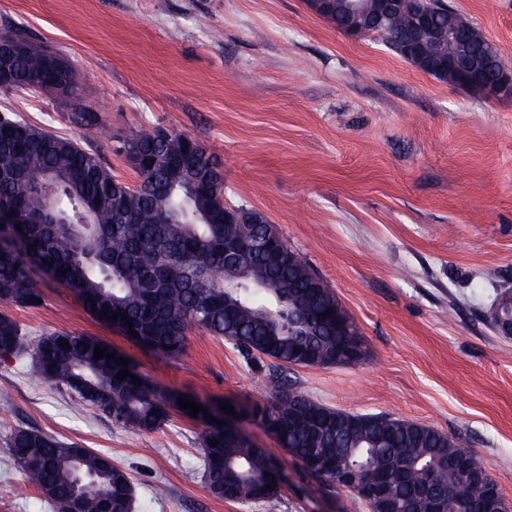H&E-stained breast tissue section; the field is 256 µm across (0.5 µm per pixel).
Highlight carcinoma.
Segmentation results:
<instances>
[{"instance_id":"1","label":"carcinoma","mask_w":512,"mask_h":512,"mask_svg":"<svg viewBox=\"0 0 512 512\" xmlns=\"http://www.w3.org/2000/svg\"><path fill=\"white\" fill-rule=\"evenodd\" d=\"M451 18L470 31L474 42L486 41L460 14L448 16V6L437 0L438 27L448 26ZM409 25L406 12L393 14L380 29L370 19L362 21L365 35L378 37L404 58ZM0 39L18 47L11 86H63L73 109L70 122L94 131L103 127L98 114L81 103L79 73L71 63L63 59L61 67H49L43 50L21 30ZM129 141L147 150L134 168L140 180L135 188L78 141L14 114L0 115V203L12 228L0 246V257H5L0 260V304H42L32 278L35 258L96 314L104 309L109 317L119 314L115 324L126 332L135 330L138 342L167 356L182 354L187 332L198 329L232 342L247 356L273 359L285 371L345 362L341 355L349 337L336 329L338 298L310 266L273 263L260 251L246 255L239 271L224 266V210L245 214L237 226L245 241L259 235L262 225L252 221L254 209L224 201L220 160L205 147L193 148L187 135L164 128L137 133ZM45 175L57 186L51 196L38 188ZM63 213L91 218L95 235L75 238L56 232L52 220ZM252 270L269 287H251ZM62 341L69 348L61 347ZM97 347L112 352L93 338L67 332L32 338L12 315L0 313V364L29 360L35 376L61 383L75 396V412L89 406L139 432L161 428L173 411L191 418L178 397L160 393L134 370L129 373L139 381L130 376L118 380L124 366L94 356ZM245 413L328 486H335L336 478L327 465L348 463L359 484L347 490L369 512H414L416 496L425 488L446 506L462 498L465 512H487L492 479L464 468L472 451L457 437L387 415L326 408L287 380L274 384L268 403ZM219 420L224 412L210 405L193 419L202 427L203 478L210 495L237 503L277 501L283 489L279 461ZM8 445L24 479L56 512L74 498L80 512H104L109 505L123 512L132 502L128 472L106 453L25 427L10 433ZM371 486L382 487V493L369 495Z\"/></svg>"}]
</instances>
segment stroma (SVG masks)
Instances as JSON below:
<instances>
[{
	"label": "stroma",
	"instance_id": "35a3bbf8",
	"mask_svg": "<svg viewBox=\"0 0 512 512\" xmlns=\"http://www.w3.org/2000/svg\"><path fill=\"white\" fill-rule=\"evenodd\" d=\"M446 3L512 67V0ZM18 28L77 67L104 127L74 126L44 92L0 89V113L77 140L133 186L119 151L132 134L164 127L203 144L223 164L227 202L280 227L364 340L357 364L294 368L295 388L460 437L512 502V336L492 325L496 293L512 289V98L439 81L376 37L337 31L307 0H0V36ZM35 282L42 304L11 310L29 332L97 338L159 390L242 408L265 403L280 374L197 329L181 355H160L50 276ZM241 426L280 460L274 503L211 496L202 429L181 415L135 432L0 364V512H53L8 452L18 427L111 455L131 476L133 512H368Z\"/></svg>",
	"mask_w": 512,
	"mask_h": 512
}]
</instances>
